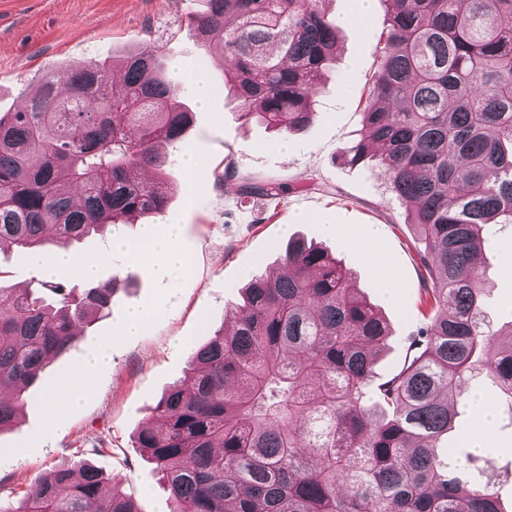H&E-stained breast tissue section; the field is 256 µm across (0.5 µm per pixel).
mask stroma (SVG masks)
Masks as SVG:
<instances>
[{
    "instance_id": "stroma-1",
    "label": "stroma",
    "mask_w": 512,
    "mask_h": 512,
    "mask_svg": "<svg viewBox=\"0 0 512 512\" xmlns=\"http://www.w3.org/2000/svg\"><path fill=\"white\" fill-rule=\"evenodd\" d=\"M205 0H0V112L22 107L26 89L47 71L95 61L111 64L127 53L153 45L169 77L179 81L193 114L181 147H161L164 173L177 191L152 221L180 228L179 245L191 254V271L157 277L150 263L114 253L108 233L73 243V253L99 262L96 280L77 277L79 287L116 279L110 316L87 327L82 337L44 370L24 396L23 416L0 433V506L16 507L35 491V480L54 467L79 460L122 481L139 512H168V491L154 464L135 446L138 430L155 401L184 378L194 349L242 310V291L256 274L275 272L289 240L323 244L350 268L356 284L387 318L391 340L376 370H395L405 355V339L422 322V287L414 235L403 208L387 189L382 170L351 165L343 148L362 128V105L380 58L378 37L388 21L384 0L363 9L360 0H325L337 26L336 56L325 85L314 97L313 122L283 135L241 117L229 94L230 80L220 62L205 60L187 25L188 13ZM202 76L210 98L200 102L193 76ZM288 152H281V143ZM193 152L196 176L183 157ZM232 173H225V166ZM275 179L286 194L270 202L244 199L245 179ZM305 221H297V214ZM339 233L328 237L324 225ZM512 224H500L483 255L489 290L488 317L506 319L512 307ZM397 290L389 298L382 280ZM156 307L140 335L113 341L109 362L76 380L90 352L110 339L116 318L141 306ZM85 393L66 412L62 430H52L43 404L47 392L64 396L75 385ZM494 411V433L483 453L485 473L512 498V412L493 389L470 382Z\"/></svg>"
}]
</instances>
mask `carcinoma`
<instances>
[{
  "mask_svg": "<svg viewBox=\"0 0 512 512\" xmlns=\"http://www.w3.org/2000/svg\"><path fill=\"white\" fill-rule=\"evenodd\" d=\"M382 62L352 164L376 162L415 230L424 323L402 367L375 371L385 318L327 250L288 244L252 279L244 313L192 357L156 401L137 447L166 480L172 512H508L448 444L463 384L479 377L512 405V347L486 319L480 255L512 224V0H385ZM324 0H207L188 18L205 56L234 73L244 109L288 135L336 51ZM42 75L19 112L0 113V246L48 252L161 213L172 188L139 171L180 143L192 113L155 48ZM269 179L244 197L273 201ZM115 284L78 296L64 279L0 287V433L23 394L99 316ZM5 512H139L87 464L58 466Z\"/></svg>",
  "mask_w": 512,
  "mask_h": 512,
  "instance_id": "carcinoma-1",
  "label": "carcinoma"
}]
</instances>
